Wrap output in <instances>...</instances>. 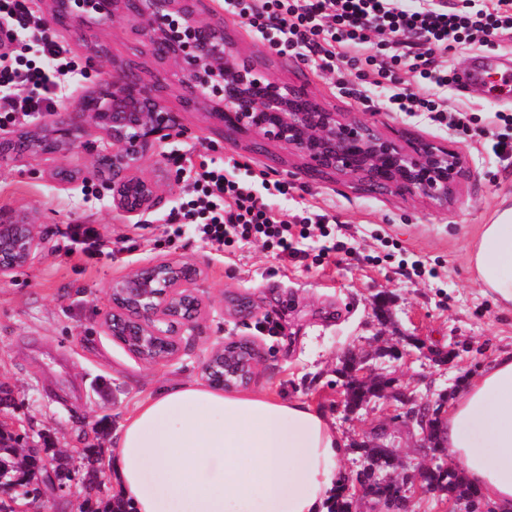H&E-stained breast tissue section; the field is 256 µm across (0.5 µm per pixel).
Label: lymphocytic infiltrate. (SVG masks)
Masks as SVG:
<instances>
[{
    "label": "lymphocytic infiltrate",
    "instance_id": "1",
    "mask_svg": "<svg viewBox=\"0 0 512 512\" xmlns=\"http://www.w3.org/2000/svg\"><path fill=\"white\" fill-rule=\"evenodd\" d=\"M224 10L279 46L281 54L313 56L322 70L333 71L339 57L349 65L365 64L377 82L393 84L392 111L424 112L435 124L466 133L472 117L449 110L440 95L457 80L456 70L440 57L457 45L512 35V10L451 11L435 0H224ZM0 19L7 22L8 41L20 44L15 54L0 53V117L37 120L54 110L59 76L74 65L51 38L20 41L21 31L43 25L25 0H0ZM188 179L185 201L168 217L176 236L191 224L202 240L219 246L260 239L291 254L297 239L326 222L322 215L290 218L276 212L265 197L287 195V184L274 182L262 194L233 168L212 160L190 164Z\"/></svg>",
    "mask_w": 512,
    "mask_h": 512
}]
</instances>
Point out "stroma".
<instances>
[{"mask_svg": "<svg viewBox=\"0 0 512 512\" xmlns=\"http://www.w3.org/2000/svg\"><path fill=\"white\" fill-rule=\"evenodd\" d=\"M207 6L243 53L264 55L271 72L306 85L323 104L460 150L466 164L456 198L439 208L409 194L369 192L344 176L314 179L286 148L256 149L249 140L226 139L203 111L182 110L172 67L141 53L128 24L27 30V38L46 35L68 47L76 72L63 82L64 103L94 88L112 60L134 62L164 84L167 106L180 112L192 133L157 145L148 168L177 171L178 156L234 158L248 164L247 180L262 173L288 183V195L270 197L274 209L333 219L329 236L301 241L296 258L259 242H234L219 251L190 224L180 238H171L165 219L184 199L186 180L163 187L159 207L142 220L125 218L93 174L103 136L92 126L70 157L84 175L69 185L54 178L53 156L0 162V216L34 213L45 239L30 264L0 282V386L10 393L0 406V422L21 434V447L43 448L51 457L91 444L100 450L99 489L85 490L74 480L43 499L42 512H79L84 499H110L116 483L112 438L121 424L149 393L202 381L208 350L225 337L252 338L262 350L250 391L298 399L328 417L349 444L342 460L349 474L362 463L355 442L380 430L405 468L427 463L431 452L423 448L419 429L398 419L396 406L385 398L345 412L338 374L345 351L372 360L377 372L409 395L434 402L453 398L498 354L512 351V311L482 294L468 262L481 225L512 199V162L497 158L483 138L437 127L424 113L390 111L387 87L374 86L367 67L340 63L325 72L310 58L279 55L248 24L226 14L221 0H207ZM94 43L106 48V56H93ZM447 97L449 109L471 113L475 125L488 130H498L497 113L512 112V102L498 101L486 84L468 93L452 88ZM72 224L96 225L117 256L86 259L68 234ZM163 259L203 268L197 288L205 310L193 327L179 329L178 357L150 365L112 340L103 317L112 281ZM232 296L248 298L254 314H232Z\"/></svg>", "mask_w": 512, "mask_h": 512, "instance_id": "stroma-1", "label": "stroma"}]
</instances>
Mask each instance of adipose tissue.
Here are the masks:
<instances>
[{"label": "adipose tissue", "mask_w": 512, "mask_h": 512, "mask_svg": "<svg viewBox=\"0 0 512 512\" xmlns=\"http://www.w3.org/2000/svg\"><path fill=\"white\" fill-rule=\"evenodd\" d=\"M476 283L512 310V205L469 253ZM467 481L512 512V352L472 377L442 429ZM120 496L133 512H328L344 441L316 407L199 382L137 406L113 440Z\"/></svg>", "instance_id": "adipose-tissue-1"}]
</instances>
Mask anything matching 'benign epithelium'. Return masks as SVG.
Masks as SVG:
<instances>
[{
	"label": "benign epithelium",
	"instance_id": "7a95c632",
	"mask_svg": "<svg viewBox=\"0 0 512 512\" xmlns=\"http://www.w3.org/2000/svg\"><path fill=\"white\" fill-rule=\"evenodd\" d=\"M50 20L75 18L105 24L128 19L152 56L181 72L185 101L216 117L227 137L242 136L255 146L277 144L299 155L311 176L337 174L359 181L374 192L408 193L448 207L464 168L456 149L405 131H383L361 113L338 112L317 102L304 87L279 80L243 54L221 21L202 16L203 0H44ZM88 126L98 128L107 147L95 168L108 174L112 206L126 218H136L161 202L160 184L140 173L155 144L184 138L191 131L179 113L169 110L159 86L131 66L112 63L98 87L74 105L42 124L0 140V159L41 153L53 145L64 181L81 175L66 157ZM41 245L34 220L27 213L0 223V279L27 266ZM201 268L176 260L142 265L109 286L110 310L103 324L112 340L148 364L175 359L173 335L178 323L191 326L201 314L202 301L192 285L203 278ZM257 345L244 338H226L208 351L202 371L207 384L224 392L248 386L261 362ZM388 397L403 403L405 421L416 425L424 446L435 447L430 414L409 410L399 390ZM421 469L410 479L394 480L390 496L354 481L355 495L380 501H406L409 487L436 494L422 485ZM44 498L63 490L50 465L30 473Z\"/></svg>",
	"mask_w": 512,
	"mask_h": 512
}]
</instances>
